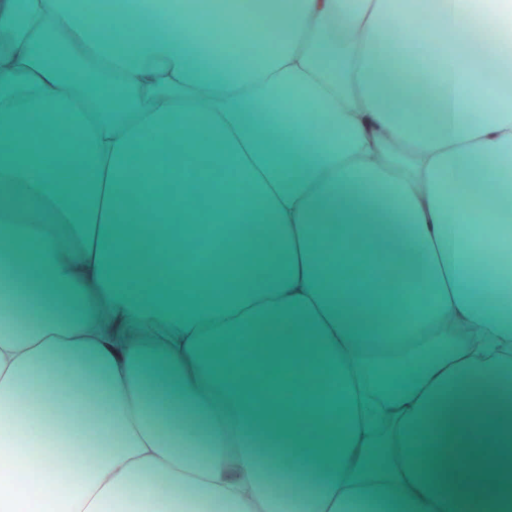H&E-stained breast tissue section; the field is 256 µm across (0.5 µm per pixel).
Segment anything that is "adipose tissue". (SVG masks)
<instances>
[{"label": "adipose tissue", "instance_id": "1", "mask_svg": "<svg viewBox=\"0 0 512 512\" xmlns=\"http://www.w3.org/2000/svg\"><path fill=\"white\" fill-rule=\"evenodd\" d=\"M222 2L0 0V512H512V0ZM206 141L263 287L138 210Z\"/></svg>", "mask_w": 512, "mask_h": 512}]
</instances>
